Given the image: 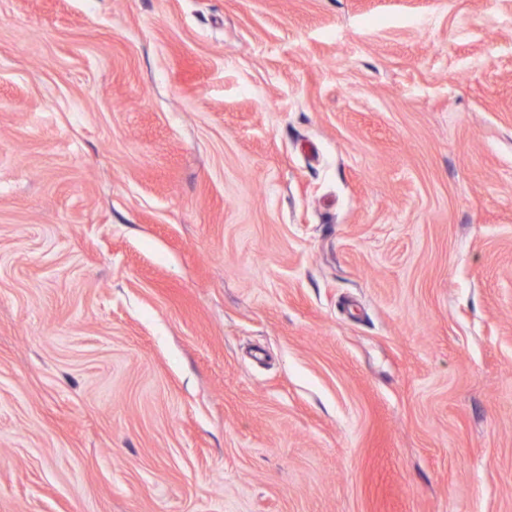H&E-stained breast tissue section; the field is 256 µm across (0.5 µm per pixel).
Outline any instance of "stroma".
Here are the masks:
<instances>
[{"mask_svg":"<svg viewBox=\"0 0 512 512\" xmlns=\"http://www.w3.org/2000/svg\"><path fill=\"white\" fill-rule=\"evenodd\" d=\"M0 512H512V0H0Z\"/></svg>","mask_w":512,"mask_h":512,"instance_id":"obj_1","label":"stroma"}]
</instances>
